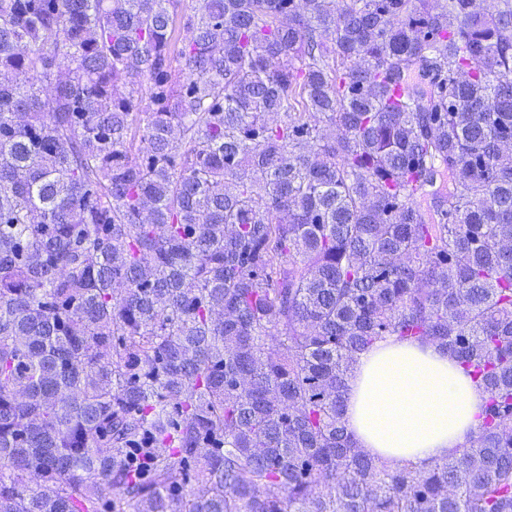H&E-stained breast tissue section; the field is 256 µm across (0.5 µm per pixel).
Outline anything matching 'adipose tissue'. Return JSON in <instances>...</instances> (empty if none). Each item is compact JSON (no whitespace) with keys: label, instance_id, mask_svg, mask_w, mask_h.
<instances>
[{"label":"adipose tissue","instance_id":"ef3b65f1","mask_svg":"<svg viewBox=\"0 0 512 512\" xmlns=\"http://www.w3.org/2000/svg\"><path fill=\"white\" fill-rule=\"evenodd\" d=\"M485 398L446 350L389 338L358 356L347 427L373 455L423 466L476 433Z\"/></svg>","mask_w":512,"mask_h":512}]
</instances>
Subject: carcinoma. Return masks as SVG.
I'll return each instance as SVG.
<instances>
[{"instance_id":"1","label":"carcinoma","mask_w":512,"mask_h":512,"mask_svg":"<svg viewBox=\"0 0 512 512\" xmlns=\"http://www.w3.org/2000/svg\"><path fill=\"white\" fill-rule=\"evenodd\" d=\"M173 2L0 0V512H512V0ZM388 337L476 444L359 448ZM348 389L347 427L359 446L421 466L477 433L486 398L446 350L395 338L358 355Z\"/></svg>"}]
</instances>
